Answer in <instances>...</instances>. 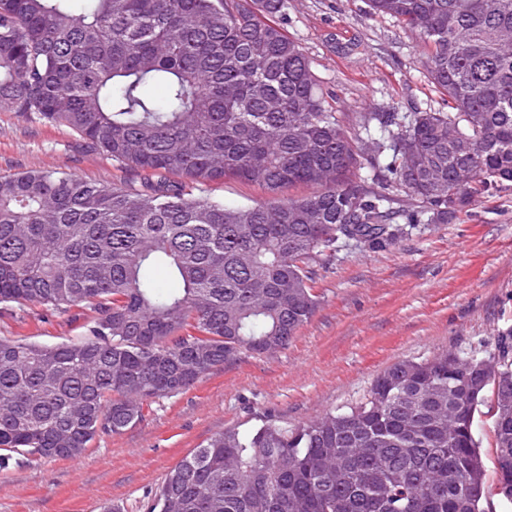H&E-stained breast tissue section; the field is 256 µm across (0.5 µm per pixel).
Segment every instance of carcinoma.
<instances>
[{"label":"carcinoma","instance_id":"cac0c4a2","mask_svg":"<svg viewBox=\"0 0 512 512\" xmlns=\"http://www.w3.org/2000/svg\"><path fill=\"white\" fill-rule=\"evenodd\" d=\"M71 2L0 0V103L138 183L0 177V305L87 316L67 342L0 337V470L80 458L242 352L286 348L318 307L320 257L386 248L512 186V0H366L417 35L451 111L364 112L354 137L276 22L287 0ZM226 178L273 197L193 196ZM297 185L316 190L278 197ZM159 265L177 283L164 294ZM489 386L493 488L475 439ZM492 496L512 505L511 335L488 356L399 361L359 405L297 428L226 429L147 512H485Z\"/></svg>","mask_w":512,"mask_h":512}]
</instances>
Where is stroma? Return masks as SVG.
Returning a JSON list of instances; mask_svg holds the SVG:
<instances>
[{
  "label": "stroma",
  "mask_w": 512,
  "mask_h": 512,
  "mask_svg": "<svg viewBox=\"0 0 512 512\" xmlns=\"http://www.w3.org/2000/svg\"><path fill=\"white\" fill-rule=\"evenodd\" d=\"M347 130L360 113L448 109L417 36L365 0H288L278 19ZM59 169L118 186L134 178L63 126L0 106V176ZM320 303L287 349L241 353L142 421L96 437L81 458H24L0 470V512H146L186 455L227 429L295 428L361 403L397 361L492 352L512 334V188L489 191L448 224H419L395 245L348 244L314 267ZM82 310L11 303L0 336L55 344L83 335Z\"/></svg>",
  "instance_id": "1"
}]
</instances>
